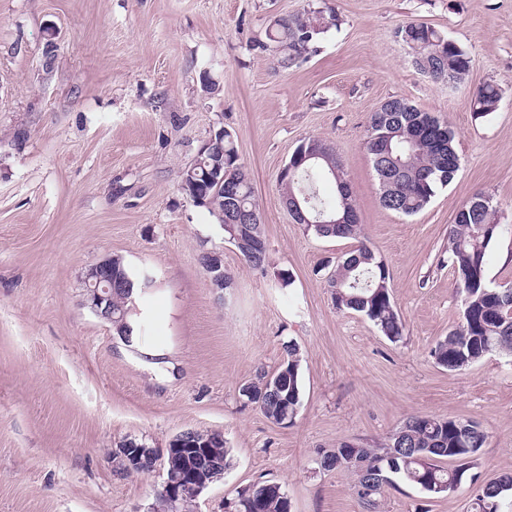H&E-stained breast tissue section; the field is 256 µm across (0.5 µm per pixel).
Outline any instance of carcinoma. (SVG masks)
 Masks as SVG:
<instances>
[{"label":"carcinoma","mask_w":512,"mask_h":512,"mask_svg":"<svg viewBox=\"0 0 512 512\" xmlns=\"http://www.w3.org/2000/svg\"><path fill=\"white\" fill-rule=\"evenodd\" d=\"M337 25L333 13L306 9L279 17L256 47L278 50V64L288 70L317 51L321 34ZM396 36L409 44L414 56L429 61L438 79L461 84L470 68L467 53L440 31L424 24L410 23L399 28ZM500 101L498 85L488 83L473 94V112L486 117L496 112ZM322 157L309 160L278 175L281 199H299L312 217L332 215L340 218L356 208L355 200L344 195L336 184V196L321 193L319 181L328 175L337 181L344 175L330 144L318 140ZM372 165L377 162L401 164L404 182L386 197L379 195L380 206L410 216L421 211L439 187L450 184L460 167L455 134L448 123L431 112L411 106L409 112L373 113L364 141ZM198 186L179 185L180 192L195 205L204 207L224 228L225 235L239 238L236 245L244 260L254 269L269 263L263 225L253 223L261 214L249 169L240 162L234 135L224 136L195 160ZM224 172V182L234 188V195L224 188L208 184L213 165ZM494 205L480 211L464 204L454 224L448 228V266L457 289L463 295L460 321L448 336L438 341L431 352L436 363L451 372L464 371L488 355L512 356V286L492 287L487 281L486 254L502 229ZM323 238H356L361 224H314L310 226ZM112 275L125 279L126 288L112 294V325L124 340H129L130 297L126 289L142 290L145 285L116 256ZM384 262L367 246L352 252L328 278L332 301L339 310H350L371 321L385 336L396 341L403 335V323L395 308ZM246 398L269 419L291 421L301 400L297 348L288 346L285 359L273 372H262L248 384ZM209 437L212 460L229 468L231 449L218 433L200 431ZM486 441L485 433L471 420L439 419L427 414L410 417L381 448H365L348 441L322 454L327 471L346 469L356 476L355 492L364 512H381L382 495L387 486L399 483L420 489L430 496L453 491L462 482L471 459ZM236 512H290L288 495L278 483L249 486L235 500ZM471 512H512V475L501 476L480 488Z\"/></svg>","instance_id":"cac0c4a2"}]
</instances>
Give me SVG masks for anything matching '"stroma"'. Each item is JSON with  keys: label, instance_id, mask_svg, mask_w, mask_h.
I'll return each mask as SVG.
<instances>
[{"label": "stroma", "instance_id": "obj_1", "mask_svg": "<svg viewBox=\"0 0 512 512\" xmlns=\"http://www.w3.org/2000/svg\"><path fill=\"white\" fill-rule=\"evenodd\" d=\"M309 6L339 23L306 62L284 70L254 49L271 20ZM409 22L468 54L463 85L414 67L396 36ZM486 83L501 100L480 118L471 97ZM390 98L456 132L455 179L412 216L380 206L364 150ZM220 129L253 178L262 271L179 190ZM310 138L333 146L362 240L319 237L282 205L278 174ZM478 192L512 224V0H0V512H149L161 469L129 475L112 454L188 430L232 450L193 512H226L264 482L291 512H363L354 474L324 471L322 452L387 442L416 414L473 420L486 442L453 493L389 487L383 512H470L485 481L512 474V358L451 372L431 350L462 309L448 226ZM362 242L388 269L398 341L332 302L328 277ZM207 251L223 253L230 288H212ZM110 255L152 279L130 344L83 305L86 270ZM289 344L302 396L283 426L240 388Z\"/></svg>", "mask_w": 512, "mask_h": 512}]
</instances>
